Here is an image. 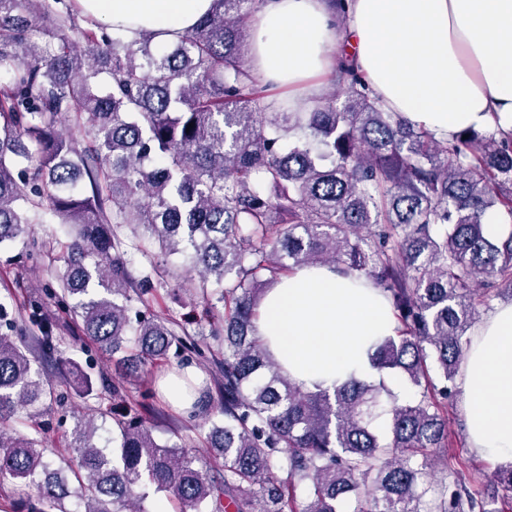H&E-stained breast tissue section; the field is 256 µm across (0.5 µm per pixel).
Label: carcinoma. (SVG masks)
<instances>
[{"label": "carcinoma", "mask_w": 512, "mask_h": 512, "mask_svg": "<svg viewBox=\"0 0 512 512\" xmlns=\"http://www.w3.org/2000/svg\"><path fill=\"white\" fill-rule=\"evenodd\" d=\"M262 0H214L178 41L79 24L77 0H0V244L49 259L45 294L101 350L143 365L170 349L209 365L224 424L209 457L160 444L143 402L67 359L76 396L112 394L119 446L95 442V408L74 416L67 451L22 433L20 411L61 402L35 349L0 302V474L24 512H507L512 463L471 488L448 453L451 406L477 308L512 292V133L452 141L387 112L354 70L346 99L264 112L271 85L251 74L246 19ZM70 123L81 135L63 132ZM193 128H187L189 123ZM57 222L70 241L36 239ZM153 259L135 274L132 253ZM196 276L193 331L152 310L166 258ZM328 265L385 294L398 321L369 354L380 376L415 392L399 401L354 376L305 389L258 339L267 289L303 265ZM212 395L190 413L210 421Z\"/></svg>", "instance_id": "carcinoma-1"}]
</instances>
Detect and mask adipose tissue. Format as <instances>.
<instances>
[{"label":"adipose tissue","instance_id":"obj_1","mask_svg":"<svg viewBox=\"0 0 512 512\" xmlns=\"http://www.w3.org/2000/svg\"><path fill=\"white\" fill-rule=\"evenodd\" d=\"M213 0H78L84 15L176 41L210 12ZM252 40L255 72L309 94L336 67L345 31L350 60L373 96L435 138L466 128L512 131V0H262ZM397 321L380 289L306 265L283 277L264 299L258 331L289 377L330 388L366 377L377 338ZM473 450L512 459V305L476 329L461 375Z\"/></svg>","mask_w":512,"mask_h":512}]
</instances>
